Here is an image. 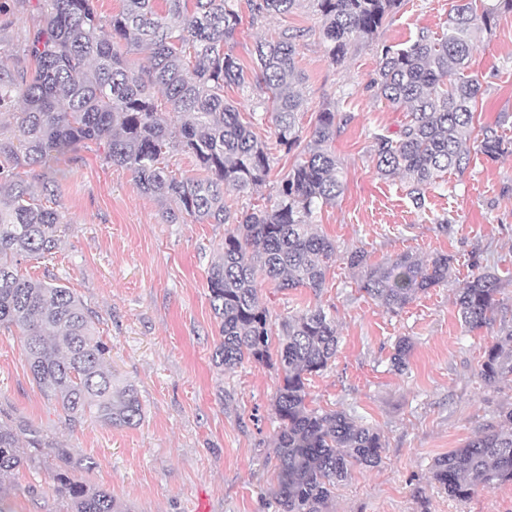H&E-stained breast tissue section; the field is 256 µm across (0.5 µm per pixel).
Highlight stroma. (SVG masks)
Masks as SVG:
<instances>
[{
  "instance_id": "35a3bbf8",
  "label": "stroma",
  "mask_w": 512,
  "mask_h": 512,
  "mask_svg": "<svg viewBox=\"0 0 512 512\" xmlns=\"http://www.w3.org/2000/svg\"><path fill=\"white\" fill-rule=\"evenodd\" d=\"M451 4L402 0L374 40L339 65L319 36V15L306 4L242 24L234 48L247 62L256 41L306 29L297 56L305 75L300 124L311 134L327 108L340 125L333 149L344 191L314 218L315 232L338 246L326 286L317 294L266 282L259 292L275 332L284 317L318 304L335 317L336 358L310 378L308 401L373 426L385 442L380 465L354 467L329 512H512V482L476 489L460 502L432 479L436 457L497 427L512 409V379L490 385L479 376L485 351L512 327V154L493 160L471 150L464 172L449 171L420 210L407 180L380 178L371 157L372 131L394 132L406 120L370 87L382 47L423 28L441 32ZM28 18L19 0H0V48L14 68L33 66L20 47ZM468 72L485 88L477 123L499 126L512 139V11L498 10ZM103 156V146L91 143L58 163L56 207L69 228L54 254L22 260L18 271L65 285L91 311L110 349L107 361L137 386L144 417L132 428L68 425L33 382L15 328L0 329V411L58 440L74 459L93 461L76 477L110 489L129 512H277L273 400L280 377L251 361L226 372L212 361L221 336L207 278L226 227L190 216L165 223L163 205ZM358 248L372 263L406 251L424 259L447 254L453 275L393 314L358 291L359 271L347 262ZM483 265L500 280L499 304L490 323L470 330L457 316L455 291ZM403 338L412 349L399 374L390 357ZM5 489L15 512L65 510L48 467L19 471Z\"/></svg>"
}]
</instances>
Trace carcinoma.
<instances>
[{"mask_svg":"<svg viewBox=\"0 0 512 512\" xmlns=\"http://www.w3.org/2000/svg\"><path fill=\"white\" fill-rule=\"evenodd\" d=\"M123 0L102 22L94 0H34L24 29L33 72L15 71L0 52V112L15 104L13 127H0V326L20 330L36 385L55 400L73 425L90 415L112 427L142 419L136 387L108 368L107 345L96 336L80 299L67 287L18 275L24 258L53 254L68 229L57 209L36 203L33 185L16 172L39 166L54 171L61 157L81 145L105 141L106 163L125 167L139 191L167 205L170 224L182 214L201 223L230 224L208 276L210 304L223 341L216 367L244 361L281 374L273 407L280 420L274 439L275 498L279 512H325L336 484L355 466L374 468L384 442L372 427L344 411L309 406L308 377L325 371L336 356V322L320 307L285 317L271 352L270 313L259 301L265 281L320 293L336 245L314 231L318 209L343 192L341 167L331 144L336 113L317 115L310 139L297 122L304 111L299 86L305 76L296 56L306 30L289 31L256 44L252 67L234 53L243 16L232 0ZM301 0H246L251 22L287 15ZM321 15L320 37L330 61L342 63L351 47L372 36L401 0H309ZM512 0H455L445 31L422 29L402 48L382 50L372 87L375 96L407 112L393 133H372L371 157L385 178L409 180L414 207L450 169L464 170L470 153L478 78L465 74L470 49L491 29L496 12ZM144 55V61L130 58ZM250 90L256 107L272 114L274 145L259 140L253 122L241 120L224 88ZM479 151L494 159L512 143L497 128H479ZM296 153L275 196L260 208L233 209L226 194L248 193L270 177L272 148ZM174 153L192 156L205 176L177 177ZM362 272L360 287L396 313L427 289L452 278V260H423L402 252L370 264L362 250L348 255ZM499 280L484 268L457 289L455 304L471 330L491 320ZM410 344L400 341L391 366L405 369ZM480 375L496 384L512 376V329L484 355ZM49 462L66 512H126L112 491L78 480L69 449L22 420L0 415V484L24 468ZM432 479L448 497L464 501L478 486L512 481V409L500 426L438 456Z\"/></svg>","mask_w":512,"mask_h":512,"instance_id":"cac0c4a2","label":"carcinoma"}]
</instances>
